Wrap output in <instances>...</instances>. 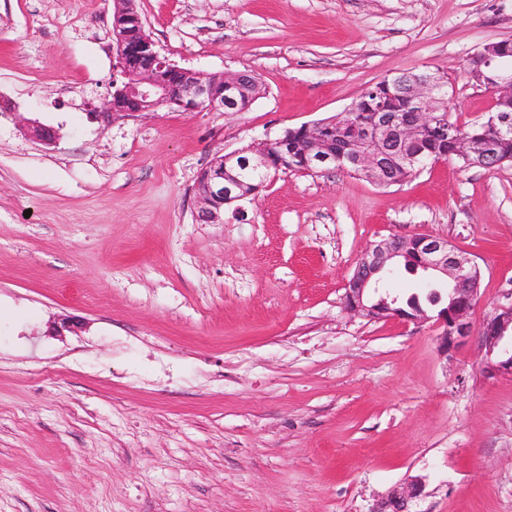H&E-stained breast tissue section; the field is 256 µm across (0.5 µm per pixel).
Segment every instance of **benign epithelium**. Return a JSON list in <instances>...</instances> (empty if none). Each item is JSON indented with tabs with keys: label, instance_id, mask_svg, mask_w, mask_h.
<instances>
[{
	"label": "benign epithelium",
	"instance_id": "7a95c632",
	"mask_svg": "<svg viewBox=\"0 0 512 512\" xmlns=\"http://www.w3.org/2000/svg\"><path fill=\"white\" fill-rule=\"evenodd\" d=\"M113 70L128 81L114 85L111 98L104 103V115L155 112L167 107L181 112H237L239 104L233 90L240 87V74H205L179 66L161 54L146 32L137 10V0H113L110 24ZM471 72L493 94V107L499 112L492 134L476 142L460 138L471 167H497L495 139L512 134V41L488 43L474 54ZM401 107L399 113L382 103L378 83L364 91L347 109L336 116L340 123H351L360 112H374L370 125L334 146L316 133L323 122L317 121L286 130L246 154L245 150L214 157L200 172L196 186L198 218L211 224L224 223V206L255 196L266 186L247 184L242 171L247 168L280 169L273 165L270 152L293 149L291 158L307 166L323 169L360 170L366 179L387 186L386 160L393 156L417 173L422 169L418 154L406 152V146L420 141L425 130L453 131L448 123L450 100L441 94L440 72L398 75ZM29 135L45 145L58 138L57 131L37 121L28 127ZM418 246L415 269L427 275L425 287L448 289V304L437 316L442 332L439 347L445 353L463 345L472 335L466 321L479 292L474 279L478 265L458 252L448 240L431 234L393 235L370 245L363 253L348 281L344 301L348 310L370 319L399 318L417 321L426 317L422 309L410 313L398 307L399 297L381 293L383 275L401 267L404 258ZM485 351L482 371L489 376H512V305L500 307L478 331ZM421 477L407 480L401 487L373 504L370 512H410V504L424 494Z\"/></svg>",
	"mask_w": 512,
	"mask_h": 512
}]
</instances>
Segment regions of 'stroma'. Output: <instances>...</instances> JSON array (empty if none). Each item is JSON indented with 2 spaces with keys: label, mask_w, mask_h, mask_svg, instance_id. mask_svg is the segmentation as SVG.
<instances>
[{
  "label": "stroma",
  "mask_w": 512,
  "mask_h": 512,
  "mask_svg": "<svg viewBox=\"0 0 512 512\" xmlns=\"http://www.w3.org/2000/svg\"><path fill=\"white\" fill-rule=\"evenodd\" d=\"M180 66L257 76L241 112L95 118L112 0H0V512H512V377L426 321L348 311L365 249L448 239L482 278L472 327L512 304V164H427L380 187L283 171L196 220L215 156L437 70L459 122L492 95L464 68L512 40V0H138ZM55 128L53 147L24 132ZM77 328L60 330L62 319ZM425 483L421 477L408 479L401 487L394 489L386 497L373 504L370 512H411L412 502L424 494Z\"/></svg>",
  "instance_id": "obj_1"
}]
</instances>
